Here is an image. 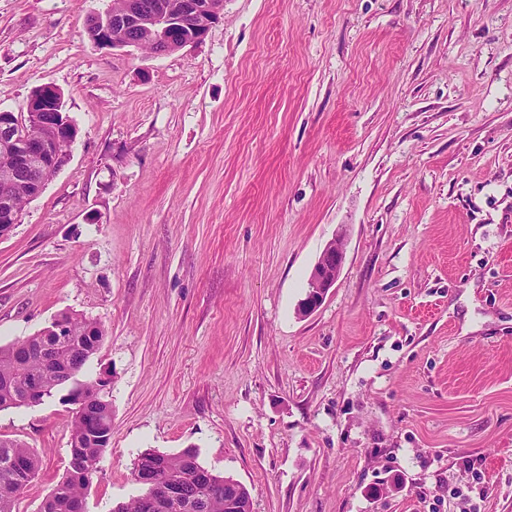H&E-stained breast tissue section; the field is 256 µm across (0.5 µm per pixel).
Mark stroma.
Returning <instances> with one entry per match:
<instances>
[{
  "mask_svg": "<svg viewBox=\"0 0 512 512\" xmlns=\"http://www.w3.org/2000/svg\"><path fill=\"white\" fill-rule=\"evenodd\" d=\"M110 5L0 0V109L52 85L78 129L0 238V345L104 329L87 512L191 445L252 512H512V0H224L164 55L97 48ZM71 417L0 411L41 460L16 512L65 475ZM343 261V242L335 239L322 251L309 275L306 297L299 309L301 315L314 312L322 304L329 290L336 284Z\"/></svg>",
  "mask_w": 512,
  "mask_h": 512,
  "instance_id": "obj_1",
  "label": "stroma"
}]
</instances>
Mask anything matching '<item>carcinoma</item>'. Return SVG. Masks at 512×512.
<instances>
[{"label": "carcinoma", "instance_id": "1", "mask_svg": "<svg viewBox=\"0 0 512 512\" xmlns=\"http://www.w3.org/2000/svg\"><path fill=\"white\" fill-rule=\"evenodd\" d=\"M61 317L69 324L65 344L34 334L0 345V410L57 397L64 391L67 372L81 377L79 405L71 409L68 468L39 512H86V492L112 437V406L103 396L106 382L89 378L84 371L104 341V330L78 313L63 312ZM39 469V458L24 443L0 438V512H14ZM132 477L143 481L139 493L117 503L112 512H224V484L229 477L204 467L193 446L177 454L140 452ZM170 484L178 488L175 501L166 503L149 492L152 485Z\"/></svg>", "mask_w": 512, "mask_h": 512}]
</instances>
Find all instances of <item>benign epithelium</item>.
Wrapping results in <instances>:
<instances>
[{
    "mask_svg": "<svg viewBox=\"0 0 512 512\" xmlns=\"http://www.w3.org/2000/svg\"><path fill=\"white\" fill-rule=\"evenodd\" d=\"M223 13L224 0H178L170 5L161 2L151 10L143 9L135 0H112V9L89 20L96 26L95 45L101 49L153 48L159 43L170 53L203 40ZM184 29L190 31V36L182 35ZM76 136L62 93L52 86L37 87L27 99L25 111L0 110V154L12 159L10 168L0 173V183L20 184L29 199L36 198L67 161L59 144L71 143ZM18 217L14 200L4 193L0 198V237L7 235ZM343 261V242L335 239L322 251L309 275L301 314L308 315L322 304L336 284ZM68 332L67 322L57 317L40 335L64 341Z\"/></svg>",
    "mask_w": 512,
    "mask_h": 512,
    "instance_id": "obj_1",
    "label": "benign epithelium"
}]
</instances>
